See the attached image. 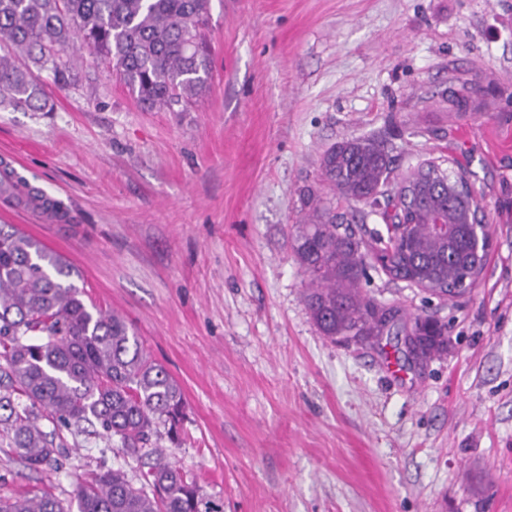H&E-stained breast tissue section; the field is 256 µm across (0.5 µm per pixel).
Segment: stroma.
<instances>
[{
	"label": "stroma",
	"instance_id": "obj_1",
	"mask_svg": "<svg viewBox=\"0 0 512 512\" xmlns=\"http://www.w3.org/2000/svg\"><path fill=\"white\" fill-rule=\"evenodd\" d=\"M206 38L210 87L184 112L142 109L86 51L73 86L42 73L54 111L0 106V156L73 215L7 224L73 264L179 383L167 451L201 512H512V0H210ZM368 136L399 167L477 174L476 288L444 303L379 269L362 281L404 320L447 322L427 363L321 336L291 249L303 192L330 194L323 151ZM66 453L35 473L0 448V494L67 503L100 465L138 473L98 438Z\"/></svg>",
	"mask_w": 512,
	"mask_h": 512
}]
</instances>
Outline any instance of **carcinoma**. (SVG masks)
<instances>
[{
	"instance_id": "1",
	"label": "carcinoma",
	"mask_w": 512,
	"mask_h": 512,
	"mask_svg": "<svg viewBox=\"0 0 512 512\" xmlns=\"http://www.w3.org/2000/svg\"><path fill=\"white\" fill-rule=\"evenodd\" d=\"M209 0H0V106L52 112L39 73L66 88L79 79L74 50L86 48L145 108L186 107L209 85L211 60L202 37ZM450 109L469 105L466 83L448 90ZM321 171L333 196L375 209L408 173H397L390 149L371 137L324 151ZM467 169H442L395 215L404 226L398 247L381 250L343 224L336 205L313 192L295 225L294 254L309 274L305 301L328 338L376 342L384 327L370 309L377 300L360 288L378 252L393 281L454 288L466 267L480 270L486 254L471 246L463 211L479 204ZM442 219L455 233L434 232ZM75 269L38 239L0 225V447L35 472L61 466L63 433L95 434L142 463L138 482L102 466L74 490L78 512H200L198 485L157 444L160 431L181 440L182 391L153 360L126 321L94 303L71 278ZM419 356L448 352V325L417 316ZM51 429H46L45 424ZM0 512H71L49 490L0 498Z\"/></svg>"
}]
</instances>
